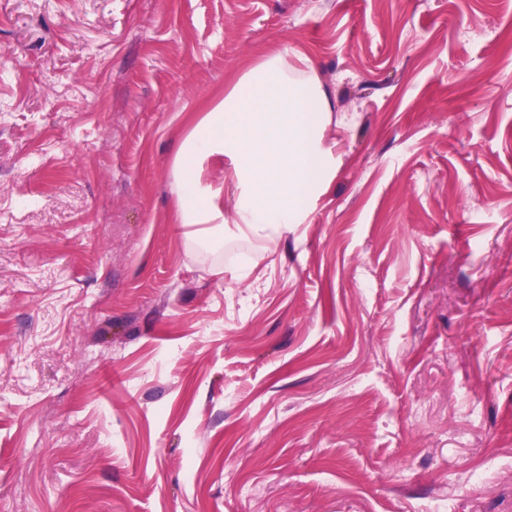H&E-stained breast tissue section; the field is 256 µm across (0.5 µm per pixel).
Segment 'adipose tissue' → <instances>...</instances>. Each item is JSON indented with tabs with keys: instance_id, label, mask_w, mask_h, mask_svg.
Wrapping results in <instances>:
<instances>
[{
	"instance_id": "obj_1",
	"label": "adipose tissue",
	"mask_w": 512,
	"mask_h": 512,
	"mask_svg": "<svg viewBox=\"0 0 512 512\" xmlns=\"http://www.w3.org/2000/svg\"><path fill=\"white\" fill-rule=\"evenodd\" d=\"M303 53L263 51L225 85L195 121L172 158L177 222L201 252L224 249V226L258 248L292 224H305L336 177L325 140L332 94ZM220 167L205 183V163Z\"/></svg>"
}]
</instances>
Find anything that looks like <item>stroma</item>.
Listing matches in <instances>:
<instances>
[{"label": "stroma", "instance_id": "obj_1", "mask_svg": "<svg viewBox=\"0 0 512 512\" xmlns=\"http://www.w3.org/2000/svg\"><path fill=\"white\" fill-rule=\"evenodd\" d=\"M270 47L336 177L191 256L173 154ZM3 52L0 512H512V0H0Z\"/></svg>", "mask_w": 512, "mask_h": 512}]
</instances>
